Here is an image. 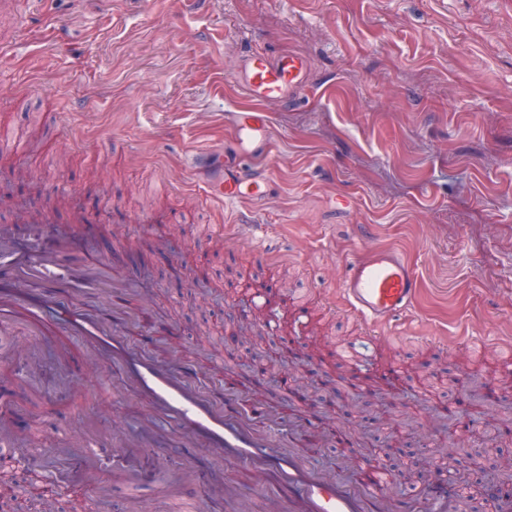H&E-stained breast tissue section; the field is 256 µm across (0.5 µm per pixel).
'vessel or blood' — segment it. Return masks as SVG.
I'll return each mask as SVG.
<instances>
[{"mask_svg":"<svg viewBox=\"0 0 512 512\" xmlns=\"http://www.w3.org/2000/svg\"><path fill=\"white\" fill-rule=\"evenodd\" d=\"M309 71L308 59L299 54L253 53L241 59L234 79L251 105L230 115L235 128L232 154L198 152L191 157L195 171L210 173L212 199L223 206H240L237 228L246 237H253L257 228L247 207L266 198L270 179L268 170L239 163L243 155L264 156L270 141L269 121L254 106L296 97L307 86ZM105 273L104 259L75 252L51 223L45 224L32 258L26 261L18 258L8 241L0 239V319L7 317L19 285L46 287L41 300L27 305L31 325L53 322L77 331L86 342L92 364L120 363L126 381L144 396L152 411L177 424L184 440H203L216 459L232 458L273 473L288 489L287 512H451L457 498L455 482L436 485L427 500L410 497L390 505L387 494L393 476L384 463L355 459L348 478L336 477L318 467L299 441L300 435L310 431L311 422L297 423L294 439L284 440L283 417L278 412L265 411L262 421H255L243 412L246 398L242 395L215 405L192 385L190 367H159L128 347L116 333L129 319L123 306L112 305L105 315L97 316L78 311L74 302L57 301L53 294L57 288L80 293ZM339 285L348 312L365 326L374 347L386 343L387 329L396 317L410 311L420 291L418 276L392 247H376L367 257L349 261ZM197 483L196 471L185 469L171 489L190 498L195 512H200L202 501L194 496Z\"/></svg>","mask_w":512,"mask_h":512,"instance_id":"1","label":"vessel or blood"}]
</instances>
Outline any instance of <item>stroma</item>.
Returning <instances> with one entry per match:
<instances>
[{
	"label": "stroma",
	"instance_id": "1",
	"mask_svg": "<svg viewBox=\"0 0 512 512\" xmlns=\"http://www.w3.org/2000/svg\"><path fill=\"white\" fill-rule=\"evenodd\" d=\"M255 51L311 65L296 103L263 107L274 180L255 213L258 250L187 167L194 150L232 145L229 115L245 104L233 74ZM162 180L182 193L160 197ZM1 188L0 229L18 244L31 243L19 215L47 214L76 249L105 257L127 283L126 334H149L159 363L193 364L194 385L219 401L229 383L285 418L320 415L309 448L320 466L346 463L330 438L341 428L386 461L415 447L410 494L431 463L468 481L443 453L458 440L455 402L475 427L472 457L492 449L497 479L512 481V372L495 344L481 354L459 342L467 326L512 334V0H29L0 15ZM375 246L399 249L422 282L378 354L411 376L396 394L349 391V364L325 353L363 342L338 274ZM287 291L322 316L284 310ZM26 335L0 321V421L34 451L62 449L56 512H130L134 500L184 512L158 489L189 467L207 512H232L219 485L265 512L263 471L182 450L118 369L91 370L76 337L57 330L28 351ZM89 419L110 433L98 449L105 499L67 451Z\"/></svg>",
	"mask_w": 512,
	"mask_h": 512
}]
</instances>
